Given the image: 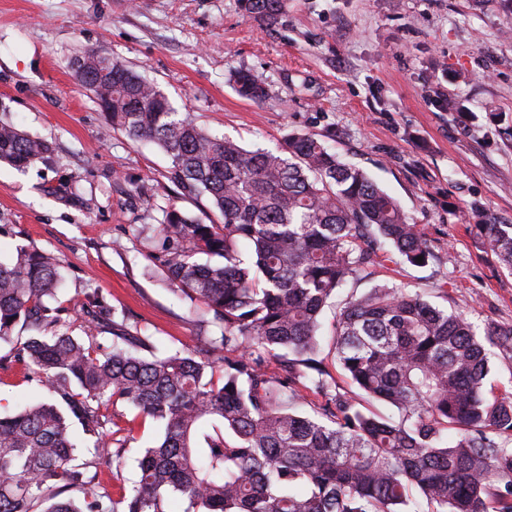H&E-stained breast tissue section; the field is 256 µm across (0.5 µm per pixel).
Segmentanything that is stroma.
I'll return each mask as SVG.
<instances>
[{
    "label": "stroma",
    "instance_id": "stroma-1",
    "mask_svg": "<svg viewBox=\"0 0 512 512\" xmlns=\"http://www.w3.org/2000/svg\"><path fill=\"white\" fill-rule=\"evenodd\" d=\"M88 49L132 65L178 111L246 148H275L291 130L335 134L434 247L427 266L388 261L375 282L425 290L481 328L512 326V272L461 219L474 203L512 219V133L489 119L512 120V0H288L273 28L238 0H0V122L51 147L22 169L0 163V258L23 246L60 267L51 304L67 308L73 335L85 317L72 303L94 294L131 335L191 351L220 330L167 280L156 227L173 207L205 224L220 217L174 183L156 146L111 128L71 67ZM234 70L261 74L268 97L241 98ZM437 89L460 110L439 108ZM41 393L1 344L0 407ZM102 413L113 459L98 466V488L117 503L160 428L122 402Z\"/></svg>",
    "mask_w": 512,
    "mask_h": 512
}]
</instances>
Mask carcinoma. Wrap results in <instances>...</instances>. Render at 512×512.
<instances>
[{
    "mask_svg": "<svg viewBox=\"0 0 512 512\" xmlns=\"http://www.w3.org/2000/svg\"><path fill=\"white\" fill-rule=\"evenodd\" d=\"M240 6L274 27L286 0ZM76 61L112 127L158 145L174 179L222 218L202 224L171 208L160 225L168 280L213 313L220 335L158 354L98 300L81 310L87 327L112 333L104 348L72 335L64 309L46 304L60 284L50 258L20 247L0 261V341L27 327L15 358L48 394L0 413V512H115L105 492L79 504L65 493L95 480L83 454L110 462L100 409L118 401L162 429L137 458L122 512H170L173 500L181 512H512V396L486 387L493 350L512 356V326L479 335L418 292L376 284L336 315L333 361L399 420L365 413L326 366L321 316L339 288L371 276L389 251L412 266L435 259L397 199L326 140L292 131L278 149L248 150L180 116L121 62L96 51ZM232 79L244 99L268 96L251 71ZM48 152L0 124V162L24 167ZM468 217L512 272V220L477 204ZM197 250L222 261L200 264ZM215 349L224 350L218 372Z\"/></svg>",
    "mask_w": 512,
    "mask_h": 512,
    "instance_id": "cac0c4a2",
    "label": "carcinoma"
}]
</instances>
